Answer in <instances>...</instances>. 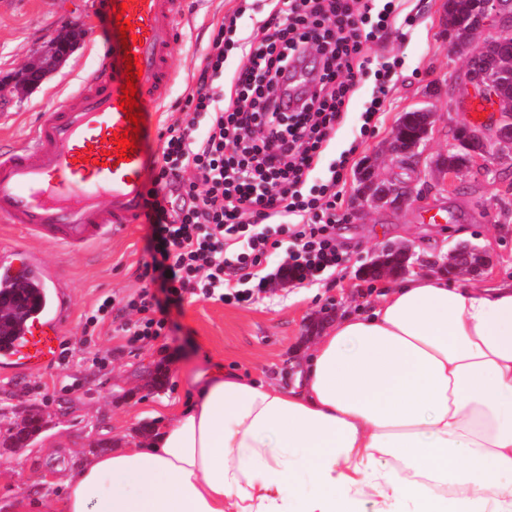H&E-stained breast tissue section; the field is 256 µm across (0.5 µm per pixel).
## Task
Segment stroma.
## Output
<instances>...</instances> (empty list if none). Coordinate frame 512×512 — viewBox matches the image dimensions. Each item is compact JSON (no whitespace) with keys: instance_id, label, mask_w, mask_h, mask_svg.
Returning <instances> with one entry per match:
<instances>
[{"instance_id":"1","label":"stroma","mask_w":512,"mask_h":512,"mask_svg":"<svg viewBox=\"0 0 512 512\" xmlns=\"http://www.w3.org/2000/svg\"><path fill=\"white\" fill-rule=\"evenodd\" d=\"M444 0H401L394 26L398 36L370 43L368 54L395 66L394 83L373 134L360 136L357 118L372 97V79H363L342 123L337 126L330 157L353 150L360 164L376 162L380 177L396 170L382 154L403 112L421 106L433 85L447 87L449 101H438L431 153L446 149L456 129L470 124L473 100L464 83L463 64L454 55L443 26ZM238 21L249 34L264 18L262 0H184L182 33L171 62L178 74L168 106L160 117L168 126L182 115L214 27L237 6ZM80 27L84 36L68 60L38 87L0 100V141L22 144L39 112L76 91L91 70L104 41L91 0H0V80L18 70L54 36ZM357 187L349 172L338 213L347 220L339 241L345 260L335 272L314 283H291L269 289L246 306L192 299L170 308L167 336L145 345L130 341L121 319H107L96 329L85 319L102 298L126 297L143 286L141 265L147 257L148 227L130 225L123 237L93 253L61 252L51 243L24 237L0 223V250L14 246L34 250L61 267L69 278L70 319L61 346L65 361L39 371L0 365V512L14 500L39 490L33 512H62L63 481L89 457L126 447L152 436L164 407L195 403L196 373L220 362L258 382L292 374L304 353L343 315L370 303L386 276L365 273L376 248L408 246L416 253H447L467 241L486 247L491 269L471 274L475 283L512 277V220L500 217L503 200L512 201V163L502 162L497 175L467 179L448 193L431 197L425 207L374 211L361 219L351 212ZM38 410L42 427L23 450L8 439L7 428L27 410Z\"/></svg>"}]
</instances>
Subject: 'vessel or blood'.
<instances>
[{
    "mask_svg": "<svg viewBox=\"0 0 512 512\" xmlns=\"http://www.w3.org/2000/svg\"><path fill=\"white\" fill-rule=\"evenodd\" d=\"M119 6L140 40L128 52L116 23ZM97 11L105 21L98 69L76 93L42 112L24 146L0 151V222L69 251L109 240L141 219L145 174L156 156L154 123L175 75L170 56L182 0H99ZM128 53L142 72L136 101L144 121L134 154L119 161L111 136L129 126L120 109ZM21 255L18 264L8 256L0 260V277H23L36 304L15 337L0 345V361L38 370L52 363L61 342L67 282L38 253Z\"/></svg>",
    "mask_w": 512,
    "mask_h": 512,
    "instance_id": "obj_1",
    "label": "vessel or blood"
}]
</instances>
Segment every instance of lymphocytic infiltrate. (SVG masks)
I'll return each mask as SVG.
<instances>
[{
	"instance_id": "lymphocytic-infiltrate-1",
	"label": "lymphocytic infiltrate",
	"mask_w": 512,
	"mask_h": 512,
	"mask_svg": "<svg viewBox=\"0 0 512 512\" xmlns=\"http://www.w3.org/2000/svg\"><path fill=\"white\" fill-rule=\"evenodd\" d=\"M395 11V0H270L266 19L244 39L236 16L224 17L184 118L161 135L143 208L148 284L122 304L105 298L89 324L120 304L131 315L126 332L150 343L165 336L168 308L187 297L249 304L272 282L312 283L335 272L349 152L322 182L311 177L369 71L376 90L359 133L374 132L392 75L385 65L372 69L367 45L391 35ZM233 50L246 61L228 77ZM188 170L190 183L182 178ZM274 255L275 270L258 272Z\"/></svg>"
}]
</instances>
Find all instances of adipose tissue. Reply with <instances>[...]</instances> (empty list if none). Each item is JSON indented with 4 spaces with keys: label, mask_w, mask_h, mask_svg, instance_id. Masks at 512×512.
<instances>
[{
    "label": "adipose tissue",
    "mask_w": 512,
    "mask_h": 512,
    "mask_svg": "<svg viewBox=\"0 0 512 512\" xmlns=\"http://www.w3.org/2000/svg\"><path fill=\"white\" fill-rule=\"evenodd\" d=\"M196 381L146 443L65 480L64 512H512V279L416 275L290 384Z\"/></svg>",
    "instance_id": "1"
}]
</instances>
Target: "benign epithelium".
<instances>
[{
    "label": "benign epithelium",
    "instance_id": "benign-epithelium-1",
    "mask_svg": "<svg viewBox=\"0 0 512 512\" xmlns=\"http://www.w3.org/2000/svg\"><path fill=\"white\" fill-rule=\"evenodd\" d=\"M512 24V0H489L485 13L477 18L469 40L462 45H451V50L466 63V83L499 113L498 120L490 127L468 128V144L471 161L464 169H450L445 162L448 152L457 149L458 142H448L447 150L430 154L428 145L436 123V102L442 96L438 91L430 95L426 104L416 111L426 115V124L413 141L407 143L392 135L384 146L387 158L398 168L418 173L414 181L384 180L371 176L358 185L354 212L367 214L374 210L399 211L420 205L432 195L448 193V187L464 177L486 178L495 171L494 161L512 160V101L506 102L500 95L495 77L492 75L489 33L496 27ZM75 38L71 34L60 35L51 40L35 57L30 59L15 75L18 88L26 89L41 83L57 70L73 49ZM491 262L486 250L464 243L451 249L444 256H414L409 247L385 245L377 250L375 263L382 273L407 275L426 269L450 270L457 275H469Z\"/></svg>",
    "mask_w": 512,
    "mask_h": 512
}]
</instances>
